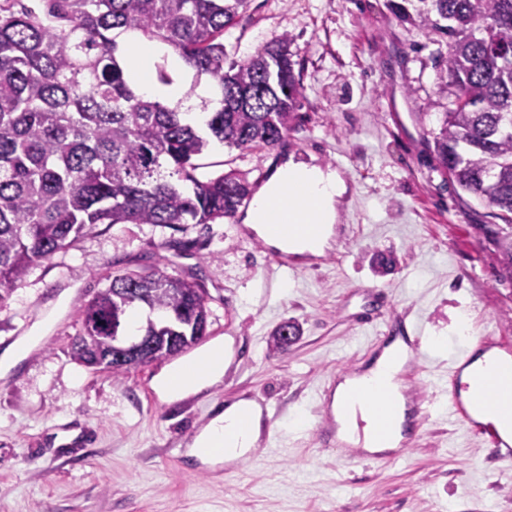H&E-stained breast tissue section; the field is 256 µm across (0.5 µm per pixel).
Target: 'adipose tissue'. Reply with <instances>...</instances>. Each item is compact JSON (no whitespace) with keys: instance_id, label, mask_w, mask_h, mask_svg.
Returning <instances> with one entry per match:
<instances>
[{"instance_id":"obj_1","label":"adipose tissue","mask_w":512,"mask_h":512,"mask_svg":"<svg viewBox=\"0 0 512 512\" xmlns=\"http://www.w3.org/2000/svg\"><path fill=\"white\" fill-rule=\"evenodd\" d=\"M129 69L141 92L172 103L181 92L161 86L152 71V60L161 51L158 44L128 36ZM347 192L335 170L287 158L271 176L265 191L244 215L242 222L271 246L294 254H321L334 234L337 208ZM407 363L405 344L395 340L365 372L340 382L332 399L337 436L367 453L396 450L405 438L406 400L401 375ZM229 365L223 344H215L199 361L196 371L167 367L157 379V389L169 401L197 395L222 381ZM372 387L384 390L392 402L394 422L381 439L371 434L370 422L359 392ZM264 417L250 401H238L217 413L197 435L190 451L199 459L220 449L224 462L233 463L259 447Z\"/></svg>"}]
</instances>
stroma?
<instances>
[{"label":"stroma","mask_w":512,"mask_h":512,"mask_svg":"<svg viewBox=\"0 0 512 512\" xmlns=\"http://www.w3.org/2000/svg\"><path fill=\"white\" fill-rule=\"evenodd\" d=\"M284 35L303 86L287 138L272 150L213 146L197 175L233 170L254 183L290 154L336 170L350 188L338 218L346 241L284 269L236 217L102 225L32 268L0 302V350L44 329L0 379V512H512V466L487 457L476 424L434 414L405 460L351 469L314 443L330 376L366 368L412 321L442 339L417 359L428 395L471 346L452 329L458 313L472 337H512V281L489 259L498 209L441 173L419 122L439 97L436 44L388 0H249L224 44L242 60ZM158 267L203 285L210 337L233 354L219 384L175 402L153 388L162 362L117 381L70 355L95 292ZM287 320L301 333L272 354L268 339ZM253 393L277 417L248 468L223 478L184 457L218 409ZM72 429L81 438L57 446Z\"/></svg>","instance_id":"stroma-1"}]
</instances>
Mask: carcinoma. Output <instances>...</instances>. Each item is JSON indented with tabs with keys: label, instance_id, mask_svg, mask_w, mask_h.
Returning <instances> with one entry per match:
<instances>
[{
	"label": "carcinoma",
	"instance_id": "cac0c4a2",
	"mask_svg": "<svg viewBox=\"0 0 512 512\" xmlns=\"http://www.w3.org/2000/svg\"><path fill=\"white\" fill-rule=\"evenodd\" d=\"M249 0H0V300L29 270L101 224H208L232 218L256 184L234 172L200 178L196 160L211 142L248 151L273 149L291 130L302 87L288 35L244 60L227 61L224 33ZM394 17L427 35L450 38L440 90L453 99L435 118L440 168L470 197L501 211L492 264L512 280V0H389ZM137 32L169 47L193 71L185 98L207 80L211 97L189 113L146 97L131 81L119 39ZM157 82L179 76L168 55L154 61ZM146 289L148 302L135 297ZM208 294L160 268L112 277L80 311L73 360L95 367V352L125 335L138 310L140 329L164 340L209 317ZM298 327L269 338L285 353Z\"/></svg>",
	"mask_w": 512,
	"mask_h": 512
}]
</instances>
